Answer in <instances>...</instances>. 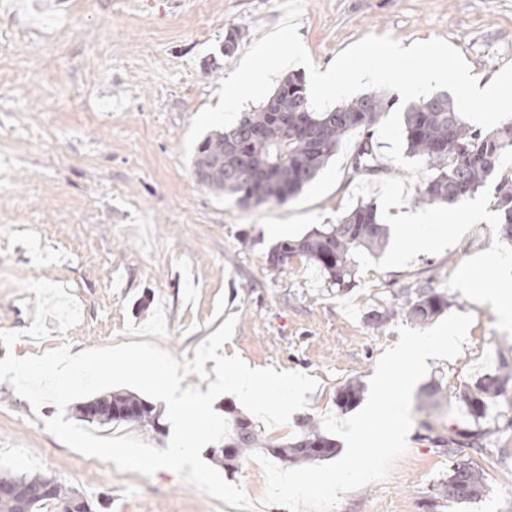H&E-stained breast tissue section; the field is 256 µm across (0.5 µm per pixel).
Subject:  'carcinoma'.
Returning a JSON list of instances; mask_svg holds the SVG:
<instances>
[{
    "mask_svg": "<svg viewBox=\"0 0 512 512\" xmlns=\"http://www.w3.org/2000/svg\"><path fill=\"white\" fill-rule=\"evenodd\" d=\"M288 113V131H283L280 106ZM392 107L391 100L377 92L365 93L351 102L325 112H315L302 76L286 77L257 109L243 112L228 128L204 138L195 148L192 167L214 154H224V179L199 181L209 189L220 191L242 207L262 204L284 205L314 180L336 155L343 137L355 130L366 134L353 158V170L378 172L374 160L372 136L381 115ZM262 132L255 139L251 132ZM406 152L422 159L433 171L424 183L417 201L423 204L456 203L477 192L498 176L502 158L512 152V122L490 131L474 129L458 113L446 93L421 99L404 111L403 125ZM497 208L501 214L500 234L512 241V181L499 182ZM386 228L380 223L377 206L361 202L335 224H324L298 240H287L272 246L267 262L279 270L294 257L317 268L327 286L344 294L357 287V251L373 252L384 246ZM448 308V296L434 288H426L414 299H406L396 309L371 311L365 317L374 329H382L397 315L424 325ZM512 381V366L503 363L500 373L486 375L474 388L462 392L472 417L484 416L488 402L501 396ZM361 388L349 383L337 394L339 406L360 399ZM102 405L112 404L114 414L94 419L85 416L84 406L77 411L79 419L100 426L117 422H136L157 427L159 416L153 404L127 393H110L96 398ZM304 432L289 443L272 445L246 419L236 421L229 443L213 456L217 462L244 455L257 448H269L279 458L293 463H310L336 452V443L323 434L317 422L302 421ZM483 432L456 431L448 436L451 454L461 447L479 444ZM45 479L41 474H17L0 471V485H15L27 494L28 512H49L51 506L63 504V512H92V504L74 488L56 482L57 497L51 500L34 495L35 487ZM436 497L464 503L482 498L486 483L482 470L462 460L453 462L448 478L436 488Z\"/></svg>",
    "mask_w": 512,
    "mask_h": 512,
    "instance_id": "1",
    "label": "carcinoma"
}]
</instances>
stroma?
<instances>
[{
    "instance_id": "35a3bbf8",
    "label": "stroma",
    "mask_w": 512,
    "mask_h": 512,
    "mask_svg": "<svg viewBox=\"0 0 512 512\" xmlns=\"http://www.w3.org/2000/svg\"><path fill=\"white\" fill-rule=\"evenodd\" d=\"M297 27L315 66H327L369 35L409 45L440 38L458 49L472 75L488 80L512 64V0H301ZM279 0H0V331L17 340L6 354L53 349L59 333L33 341L36 295L12 278L64 286L81 310L66 344L90 348L151 342L178 361L196 351L228 317L236 327L223 355L255 368L304 372L317 387L288 424L262 427L268 442L296 438L299 420L347 418L336 394L368 384L384 349L399 340L403 316L383 330L367 312L399 306L416 291L448 295V313L473 321L459 354L434 360L426 381L448 395L430 413L413 411L407 452L379 482L342 494L332 512H512V383L486 417L474 421L459 396L501 363L512 364V323L473 303L471 278L493 285L512 243L475 225L439 254L408 266L358 271L357 287L338 295L318 270L292 258L281 271L266 262L271 246L338 221L363 174L352 160L359 133L294 200L244 208L196 181L184 154L193 119L217 106L220 82L245 51L280 24ZM237 33L239 50L224 53ZM55 38V56L32 49ZM57 413L0 381V470L51 476L79 490L96 512H238L167 468L151 476L91 470V457L46 428ZM486 437L466 460L483 471L488 491L473 503L433 500L448 475L444 441L458 429ZM223 478L241 485L252 512L264 504L262 466L241 456Z\"/></svg>"
}]
</instances>
